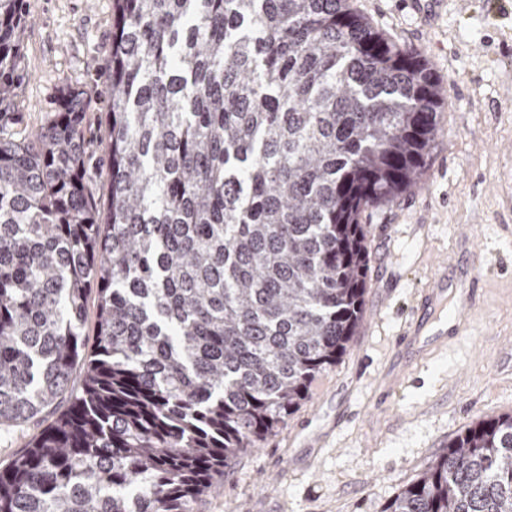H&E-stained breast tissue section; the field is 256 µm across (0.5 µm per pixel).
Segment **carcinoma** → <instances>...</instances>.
Returning <instances> with one entry per match:
<instances>
[{
	"label": "carcinoma",
	"mask_w": 512,
	"mask_h": 512,
	"mask_svg": "<svg viewBox=\"0 0 512 512\" xmlns=\"http://www.w3.org/2000/svg\"><path fill=\"white\" fill-rule=\"evenodd\" d=\"M20 2L0 0V424L70 404L0 470V512H190L348 352L359 216L419 183L444 90L351 0H112L102 212L92 94L13 130ZM386 512H512V414Z\"/></svg>",
	"instance_id": "1"
}]
</instances>
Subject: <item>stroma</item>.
<instances>
[{
  "label": "stroma",
  "mask_w": 512,
  "mask_h": 512,
  "mask_svg": "<svg viewBox=\"0 0 512 512\" xmlns=\"http://www.w3.org/2000/svg\"><path fill=\"white\" fill-rule=\"evenodd\" d=\"M400 44L423 54L445 90L441 132L420 184L365 209L371 255L351 348L307 401L257 448L234 459L192 512H386L465 425L512 413V0H355ZM21 24L18 131L42 124L68 90L98 93L112 50V0H27ZM103 102L88 111L95 198L109 205L100 145ZM484 228L483 325L441 345L392 349L429 279L459 278L468 225ZM389 409H374L382 389ZM0 425V467L54 420Z\"/></svg>",
  "instance_id": "obj_1"
}]
</instances>
